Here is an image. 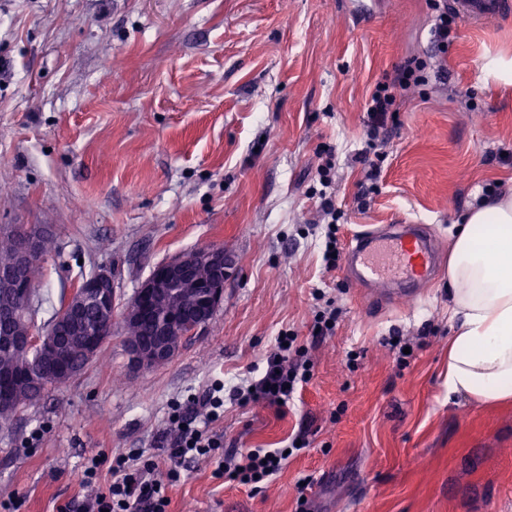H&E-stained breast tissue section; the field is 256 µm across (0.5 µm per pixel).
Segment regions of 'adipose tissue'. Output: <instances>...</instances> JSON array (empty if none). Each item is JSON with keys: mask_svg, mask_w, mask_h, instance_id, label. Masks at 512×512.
I'll list each match as a JSON object with an SVG mask.
<instances>
[{"mask_svg": "<svg viewBox=\"0 0 512 512\" xmlns=\"http://www.w3.org/2000/svg\"><path fill=\"white\" fill-rule=\"evenodd\" d=\"M448 396L512 401V193L471 206L448 262Z\"/></svg>", "mask_w": 512, "mask_h": 512, "instance_id": "obj_1", "label": "adipose tissue"}]
</instances>
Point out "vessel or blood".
Listing matches in <instances>:
<instances>
[{"label": "vessel or blood", "mask_w": 512, "mask_h": 512, "mask_svg": "<svg viewBox=\"0 0 512 512\" xmlns=\"http://www.w3.org/2000/svg\"><path fill=\"white\" fill-rule=\"evenodd\" d=\"M507 0H453L452 8L467 21H481L505 13ZM357 284L369 286L378 299L390 301L391 279L404 282L403 296L412 297V283L432 276L436 270L433 243L421 226L404 224L390 233L358 236L346 253Z\"/></svg>", "instance_id": "b4317fda"}]
</instances>
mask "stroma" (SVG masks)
<instances>
[{
	"instance_id": "obj_1",
	"label": "stroma",
	"mask_w": 512,
	"mask_h": 512,
	"mask_svg": "<svg viewBox=\"0 0 512 512\" xmlns=\"http://www.w3.org/2000/svg\"><path fill=\"white\" fill-rule=\"evenodd\" d=\"M432 20L429 0H0V225L53 238L36 327L91 272H112L124 306L176 255L215 246L231 262L213 319L169 361L132 368L114 325L77 377L0 428V500L57 512L85 456L153 448L173 401L263 372L277 336L306 337L329 300L336 332L290 407L228 404L215 424L228 448H281L302 429L309 446L257 494L198 463L170 512H512V403H452L447 386L455 223L512 191V87L483 71L512 56V15L459 21L444 54ZM414 56L431 57L429 81L399 92L371 190L365 103ZM326 150L341 249L393 224L435 239L416 300L325 269Z\"/></svg>"
}]
</instances>
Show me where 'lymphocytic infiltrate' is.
Returning a JSON list of instances; mask_svg holds the SVG:
<instances>
[{"label": "lymphocytic infiltrate", "instance_id": "obj_1", "mask_svg": "<svg viewBox=\"0 0 512 512\" xmlns=\"http://www.w3.org/2000/svg\"><path fill=\"white\" fill-rule=\"evenodd\" d=\"M426 80V61L412 58L392 80L377 84L371 94L366 106L368 140L358 155L359 162L368 167V181L379 177L377 167L370 163V154L377 147L379 129L396 118L399 89L421 86ZM335 329V310L317 311L309 342L291 334L278 336L260 377L230 388L216 381L201 396L192 395L186 402L173 404L160 434L159 452L139 450L111 457L100 451L87 457L78 477L84 492L74 496L60 512H168L169 487L180 481L186 462L196 459L212 463L215 478L261 489L279 472L285 459L283 450H225L224 437L214 431L213 425L223 417L228 402L244 406L261 400L279 408L286 406L298 386L313 377L311 346L333 335Z\"/></svg>", "mask_w": 512, "mask_h": 512}]
</instances>
